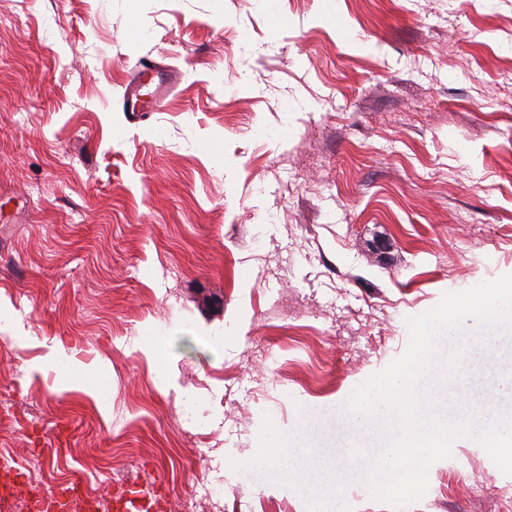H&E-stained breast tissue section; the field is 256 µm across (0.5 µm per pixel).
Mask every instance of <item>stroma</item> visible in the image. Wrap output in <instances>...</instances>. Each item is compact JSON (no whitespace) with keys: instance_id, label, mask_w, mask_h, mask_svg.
<instances>
[{"instance_id":"1","label":"stroma","mask_w":512,"mask_h":512,"mask_svg":"<svg viewBox=\"0 0 512 512\" xmlns=\"http://www.w3.org/2000/svg\"><path fill=\"white\" fill-rule=\"evenodd\" d=\"M141 60L183 77L135 122ZM504 274L512 0H0V462L26 481L158 484L182 512L219 478L229 512H327L264 463L302 430L346 512H392L343 405L407 317ZM452 344L450 413L512 412V344L471 319ZM428 478L402 512L512 506L476 441Z\"/></svg>"}]
</instances>
